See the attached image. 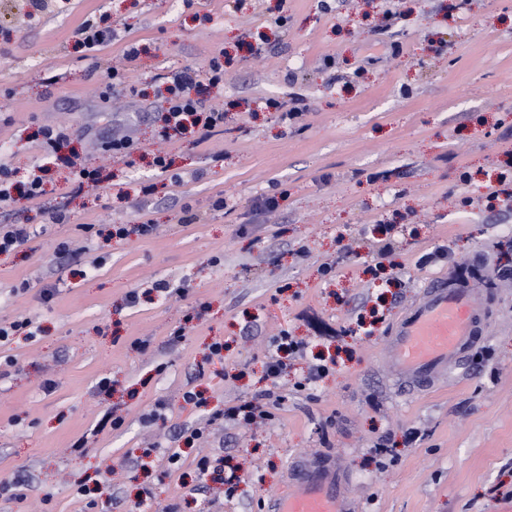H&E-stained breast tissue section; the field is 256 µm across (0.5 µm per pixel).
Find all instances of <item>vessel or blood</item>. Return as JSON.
I'll list each match as a JSON object with an SVG mask.
<instances>
[{
  "instance_id": "b4317fda",
  "label": "vessel or blood",
  "mask_w": 512,
  "mask_h": 512,
  "mask_svg": "<svg viewBox=\"0 0 512 512\" xmlns=\"http://www.w3.org/2000/svg\"><path fill=\"white\" fill-rule=\"evenodd\" d=\"M481 325L466 290L450 287L444 279L431 280L390 338V356L402 375L401 392L429 389L478 337ZM272 512H351L346 478L327 467L300 471L289 492L273 501Z\"/></svg>"
}]
</instances>
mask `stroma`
I'll return each mask as SVG.
<instances>
[{
    "mask_svg": "<svg viewBox=\"0 0 512 512\" xmlns=\"http://www.w3.org/2000/svg\"><path fill=\"white\" fill-rule=\"evenodd\" d=\"M86 23L115 36L86 50ZM217 55L224 82L201 101L223 110V133L168 145L172 171L158 172L152 86ZM110 68L122 82L108 90ZM44 125L68 127L101 187L71 196L54 169L39 200L0 214L24 224L62 202L69 214L0 255V324L37 330L0 342V512H270L293 468L322 463L347 476L353 512H512V0H51L32 18L0 0V164H45ZM118 130L137 144L133 165L102 148ZM220 196L228 211L213 210ZM186 207L195 223H181ZM144 222L152 236H107ZM82 224L101 231L90 256L56 255ZM379 262L391 283L371 275ZM434 278L470 289L486 328L411 397L388 338ZM161 279L186 294L153 291ZM285 332L333 355L334 371L300 389L296 358L267 379ZM216 341L224 360L206 364ZM191 386L207 407L183 401ZM269 390L280 403L266 424L215 425L183 447L181 430ZM107 411L122 426L93 433ZM201 456L236 468L234 493L199 473ZM82 484L106 487L104 508Z\"/></svg>",
    "mask_w": 512,
    "mask_h": 512,
    "instance_id": "obj_1",
    "label": "stroma"
}]
</instances>
